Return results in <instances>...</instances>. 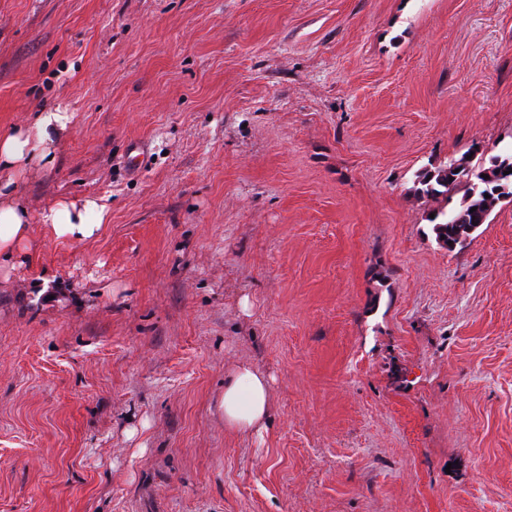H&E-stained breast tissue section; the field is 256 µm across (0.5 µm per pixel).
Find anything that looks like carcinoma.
Listing matches in <instances>:
<instances>
[{
    "instance_id": "cac0c4a2",
    "label": "carcinoma",
    "mask_w": 512,
    "mask_h": 512,
    "mask_svg": "<svg viewBox=\"0 0 512 512\" xmlns=\"http://www.w3.org/2000/svg\"><path fill=\"white\" fill-rule=\"evenodd\" d=\"M418 184L420 194L442 196L448 203L456 192H463L465 204L439 209L429 219L436 238L461 246L470 232L486 223L496 201L512 196V154L494 155L489 165L478 168L452 163L437 167L424 173Z\"/></svg>"
}]
</instances>
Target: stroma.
Instances as JSON below:
<instances>
[{
  "label": "stroma",
  "mask_w": 512,
  "mask_h": 512,
  "mask_svg": "<svg viewBox=\"0 0 512 512\" xmlns=\"http://www.w3.org/2000/svg\"><path fill=\"white\" fill-rule=\"evenodd\" d=\"M67 104L0 274V512H512V0H0V128ZM109 209L54 238L63 200ZM271 379L263 441L224 373ZM510 169L512 154L494 155L488 166L469 168L463 164L450 163L424 173L418 181L419 193L434 198L443 196L448 204V209L434 211V218L428 219L433 224L437 240L448 245V248L462 246L470 232L485 224L496 201L512 196V173L504 174V171ZM454 170H458V173H454ZM482 174L489 175V178L484 179ZM497 189L500 190L498 193ZM461 190L463 205L449 207L453 195ZM485 194L489 198H485ZM473 207H476V211H472ZM107 216V208L96 199L59 202L42 216L43 226L55 238L88 241L97 236ZM270 404V380L253 365L238 364L224 376L217 411L229 431L261 441L268 430Z\"/></svg>",
  "instance_id": "stroma-1"
}]
</instances>
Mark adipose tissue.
<instances>
[{"mask_svg":"<svg viewBox=\"0 0 512 512\" xmlns=\"http://www.w3.org/2000/svg\"><path fill=\"white\" fill-rule=\"evenodd\" d=\"M72 120L68 106L60 104L34 112L23 127L0 131V270L20 265L31 237L17 180L31 164H53L58 139ZM106 216L104 204L87 198L57 203L43 214L42 222L55 238L88 241L100 232ZM270 404L269 378L253 365L241 363L225 376L217 411L229 431L260 440L268 430Z\"/></svg>","mask_w":512,"mask_h":512,"instance_id":"ef3b65f1","label":"adipose tissue"}]
</instances>
